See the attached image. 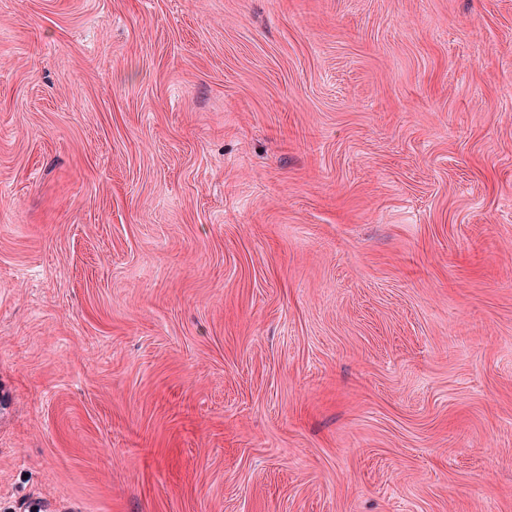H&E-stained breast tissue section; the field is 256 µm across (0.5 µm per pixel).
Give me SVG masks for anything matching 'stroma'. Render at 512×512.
Masks as SVG:
<instances>
[{
  "instance_id": "35a3bbf8",
  "label": "stroma",
  "mask_w": 512,
  "mask_h": 512,
  "mask_svg": "<svg viewBox=\"0 0 512 512\" xmlns=\"http://www.w3.org/2000/svg\"><path fill=\"white\" fill-rule=\"evenodd\" d=\"M0 512H512V0H0Z\"/></svg>"
}]
</instances>
